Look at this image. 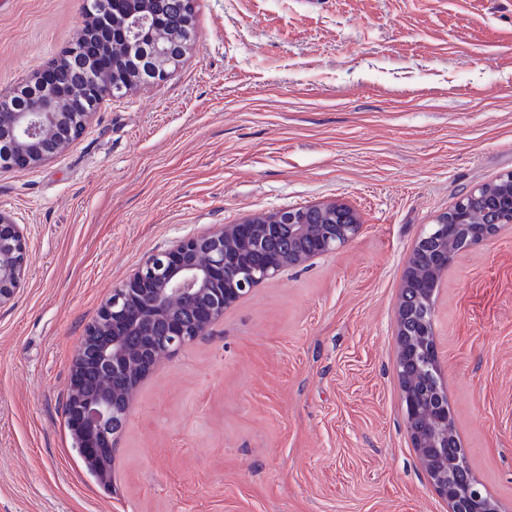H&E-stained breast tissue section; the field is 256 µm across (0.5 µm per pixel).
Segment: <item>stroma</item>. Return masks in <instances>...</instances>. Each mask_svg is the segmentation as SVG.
I'll return each mask as SVG.
<instances>
[{
  "label": "stroma",
  "instance_id": "stroma-1",
  "mask_svg": "<svg viewBox=\"0 0 512 512\" xmlns=\"http://www.w3.org/2000/svg\"><path fill=\"white\" fill-rule=\"evenodd\" d=\"M84 0H0V92L72 46ZM170 78L0 171L32 262L0 306V512H448L403 421L394 322L423 227L512 172V0H195ZM338 201L362 222L135 392L104 486L63 405L86 327L157 251ZM473 472L512 508V224L435 306Z\"/></svg>",
  "mask_w": 512,
  "mask_h": 512
}]
</instances>
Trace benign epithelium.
<instances>
[{
  "mask_svg": "<svg viewBox=\"0 0 512 512\" xmlns=\"http://www.w3.org/2000/svg\"><path fill=\"white\" fill-rule=\"evenodd\" d=\"M89 11L112 16V33H97L82 43L90 59L108 54L117 41L147 42L139 59L150 85L165 81L179 65L190 43L176 42L171 29H155L150 19L161 15L167 0H137L138 8L125 9L127 0H86ZM77 54L69 48L50 60L37 79L59 83L60 62ZM134 85L123 83L112 67L103 68L95 93L108 98L128 94ZM90 102L83 112L65 110L63 97L34 91L28 102L9 112L0 110V169H28L53 159L75 141L94 115ZM478 198L497 211L494 225L475 222L469 200ZM327 215V223L313 224L311 211ZM501 224H512V172L472 188L435 223L425 227L419 241L443 242L433 261L417 264L409 257V280L402 289L440 283L461 250L453 248L455 227L469 234L467 248L494 236ZM357 214L338 202L276 210L260 220L224 224L207 234L182 239L149 258L145 267L102 303L98 318L89 325L76 350L66 399L69 430L88 465L102 483L109 473L97 452L113 451L124 427L130 401L141 381L166 357L208 335L224 310L247 296L259 284L275 278L284 268L331 254L349 244L360 232ZM288 236L289 242H310L312 248L285 258L265 251L270 239ZM265 254L255 262L258 254ZM31 253L24 229L0 211V305L18 291ZM437 289L428 307L416 310L399 302L396 311L397 361L415 368L402 387L403 416L434 490L448 504V512H502L500 503L466 469L454 429L448 425L447 398L442 384L434 327Z\"/></svg>",
  "mask_w": 512,
  "mask_h": 512,
  "instance_id": "obj_1",
  "label": "benign epithelium"
}]
</instances>
